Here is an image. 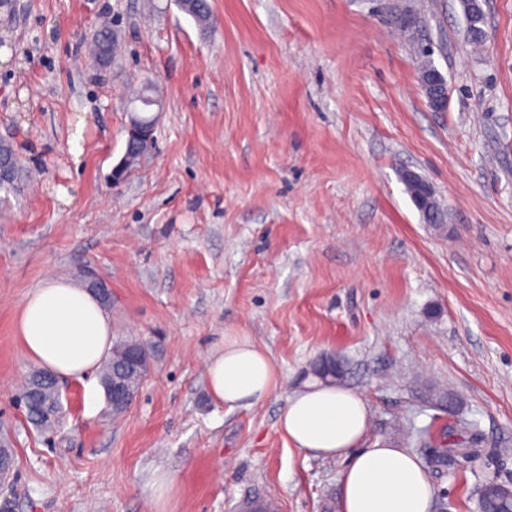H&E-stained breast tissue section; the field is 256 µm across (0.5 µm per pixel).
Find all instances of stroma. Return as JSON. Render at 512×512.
Returning a JSON list of instances; mask_svg holds the SVG:
<instances>
[{
    "mask_svg": "<svg viewBox=\"0 0 512 512\" xmlns=\"http://www.w3.org/2000/svg\"><path fill=\"white\" fill-rule=\"evenodd\" d=\"M12 0L0 9V140L30 172L0 191V434L14 443L9 512H154L156 471L178 512H337L339 459L304 456L278 428L309 365L342 356L362 441L396 421L449 439L476 421V467L512 484V0H486L480 47L461 0ZM410 21L399 27L400 18ZM112 24L117 53L88 46ZM448 83L421 91V48ZM161 104L156 148L124 181L130 102ZM434 188L442 227L401 181ZM93 269L116 337L161 339L127 412L64 416L38 435L18 404L30 365L14 324L45 281ZM265 348L279 387L228 408L206 359L227 336ZM460 402L448 414L428 387ZM448 512H478L470 472L432 475ZM422 82L429 108L434 112L444 111L448 105V84L444 76L439 71H432L428 75H423Z\"/></svg>",
    "mask_w": 512,
    "mask_h": 512,
    "instance_id": "1",
    "label": "stroma"
}]
</instances>
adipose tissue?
<instances>
[{
  "mask_svg": "<svg viewBox=\"0 0 512 512\" xmlns=\"http://www.w3.org/2000/svg\"><path fill=\"white\" fill-rule=\"evenodd\" d=\"M16 331L28 362L84 381L86 411L95 413L102 390L91 375L113 344L112 317L98 298L73 280H48L24 300ZM207 378L213 401L230 407L263 401L279 385L268 352L242 334L209 357ZM368 421L361 394L313 384L289 396L278 427L293 448L345 461L338 512H430L436 487L421 462L385 440L361 447Z\"/></svg>",
  "mask_w": 512,
  "mask_h": 512,
  "instance_id": "obj_1",
  "label": "adipose tissue"
}]
</instances>
